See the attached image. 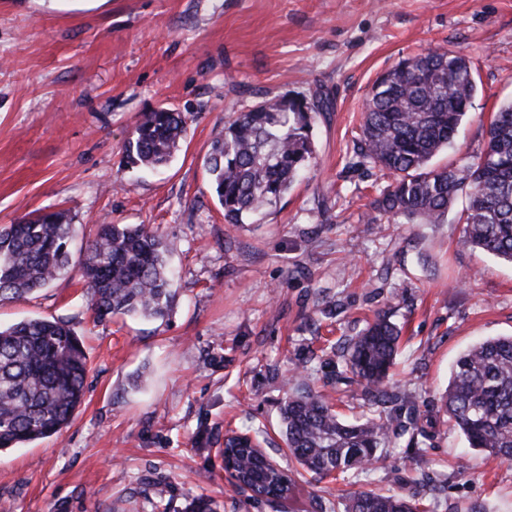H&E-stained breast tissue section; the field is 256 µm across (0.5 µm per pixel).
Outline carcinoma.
Listing matches in <instances>:
<instances>
[{
    "label": "carcinoma",
    "instance_id": "cac0c4a2",
    "mask_svg": "<svg viewBox=\"0 0 512 512\" xmlns=\"http://www.w3.org/2000/svg\"><path fill=\"white\" fill-rule=\"evenodd\" d=\"M477 91L466 58L449 50L409 56L373 84L360 124L361 156L395 176L373 201L364 223L384 213L440 224L459 195L461 243L512 264V102L500 107L484 146L460 166H432L469 114ZM327 107L290 94L236 112L205 160L224 220L235 227L262 213L298 181L315 155L312 129ZM186 132V118L168 108L145 113L124 145L126 165H166ZM77 226L62 212H46L0 228V302L51 285L71 268L80 273L97 319L164 318L175 297L169 245L145 224H101L91 244L71 251ZM400 329L379 314L339 347L336 382H356L371 417L348 423L323 394L301 388L281 408L282 436L304 470L320 477L384 461L379 449L396 443L398 418L383 413L394 396L388 373ZM88 361L82 342L60 320L26 319L0 327V450L61 433L86 392ZM445 415L469 447L512 459V336L487 339L456 360L442 396ZM238 480L252 497L280 502L291 479L267 467L249 448L225 443ZM345 512H425L414 494L373 490L351 495Z\"/></svg>",
    "mask_w": 512,
    "mask_h": 512
}]
</instances>
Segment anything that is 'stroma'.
Returning a JSON list of instances; mask_svg holds the SVG:
<instances>
[{"label": "stroma", "mask_w": 512, "mask_h": 512, "mask_svg": "<svg viewBox=\"0 0 512 512\" xmlns=\"http://www.w3.org/2000/svg\"><path fill=\"white\" fill-rule=\"evenodd\" d=\"M464 56L478 91L434 163L462 164L512 101V0H0V228L47 211L80 227L147 224L173 246L177 296L163 320H94L78 271L0 302V325L62 320L88 356L84 402L61 435L0 451V512H166L206 495L219 512H277L224 478V437L248 428L288 471V512H344L364 490L419 493L427 512H512V460L468 448L439 415L457 357L512 335V265L443 223L361 216L393 181L357 153L375 80L434 49ZM320 95L315 158L263 214L230 229L203 165L235 112L283 94ZM184 113L165 168H121L144 113ZM385 314L401 330L387 387L404 397L380 468L337 479L288 456L280 407L297 372L347 420L358 387L334 385L325 341ZM434 418L423 445L413 419Z\"/></svg>", "instance_id": "obj_1"}]
</instances>
